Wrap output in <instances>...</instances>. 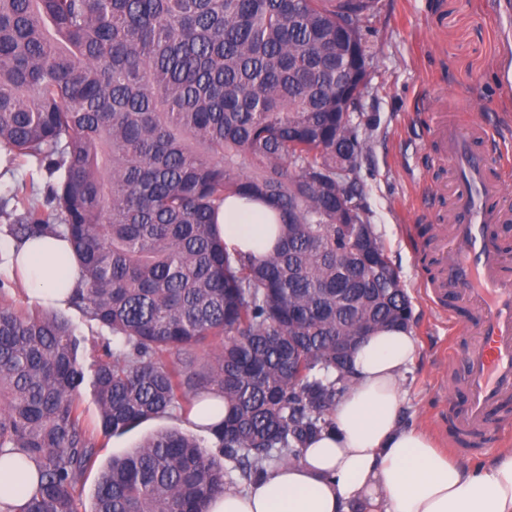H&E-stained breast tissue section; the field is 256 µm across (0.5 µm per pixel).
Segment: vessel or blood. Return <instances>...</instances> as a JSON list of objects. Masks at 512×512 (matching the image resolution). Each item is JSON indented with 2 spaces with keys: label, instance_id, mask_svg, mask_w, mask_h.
<instances>
[{
  "label": "vessel or blood",
  "instance_id": "vessel-or-blood-1",
  "mask_svg": "<svg viewBox=\"0 0 512 512\" xmlns=\"http://www.w3.org/2000/svg\"><path fill=\"white\" fill-rule=\"evenodd\" d=\"M486 134L484 125L461 127L445 113L436 116L439 156L454 174L452 186H440L438 193L456 196L450 216L456 247H440L438 270L425 288L436 305L448 293L460 295L475 315L472 341L463 354L466 401L458 416L467 430L492 424L495 411L512 399V277L487 232L489 225L512 222V208L503 202L512 161L476 149Z\"/></svg>",
  "mask_w": 512,
  "mask_h": 512
}]
</instances>
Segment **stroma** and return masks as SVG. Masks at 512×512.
Masks as SVG:
<instances>
[{
  "instance_id": "obj_1",
  "label": "stroma",
  "mask_w": 512,
  "mask_h": 512,
  "mask_svg": "<svg viewBox=\"0 0 512 512\" xmlns=\"http://www.w3.org/2000/svg\"><path fill=\"white\" fill-rule=\"evenodd\" d=\"M366 40L371 68L359 115L369 127L370 148L360 159L359 188L410 298L409 329L418 348L402 383L401 419L433 434L459 460L482 461L512 446V418L499 440L452 438L460 357L470 337L448 330L449 315L461 309L456 298L442 310L428 300L422 256L432 250L431 236L453 231L450 222L435 220L452 207L434 196L435 184L451 178L435 148L436 113L463 125L486 124L490 138L481 150L512 155V0H379ZM463 99L469 102L464 109ZM165 428L195 431L177 413L149 420L106 440L98 463Z\"/></svg>"
}]
</instances>
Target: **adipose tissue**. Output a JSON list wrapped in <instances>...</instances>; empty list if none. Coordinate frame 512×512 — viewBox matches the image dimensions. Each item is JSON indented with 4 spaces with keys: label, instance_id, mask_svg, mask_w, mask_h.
<instances>
[{
    "label": "adipose tissue",
    "instance_id": "ef3b65f1",
    "mask_svg": "<svg viewBox=\"0 0 512 512\" xmlns=\"http://www.w3.org/2000/svg\"><path fill=\"white\" fill-rule=\"evenodd\" d=\"M217 223L231 250H257L272 235L269 207L235 198ZM0 269L17 275L45 307L81 285L70 244L57 231L0 252ZM416 355L409 329L365 338L353 356L352 387L333 412L334 429L248 489L225 490L209 512H512V448L486 461H456L430 435L403 425L400 380Z\"/></svg>",
    "mask_w": 512,
    "mask_h": 512
}]
</instances>
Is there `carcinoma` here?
<instances>
[{
  "mask_svg": "<svg viewBox=\"0 0 512 512\" xmlns=\"http://www.w3.org/2000/svg\"><path fill=\"white\" fill-rule=\"evenodd\" d=\"M376 0H0V157L34 158L53 213L0 200L18 241L56 220L108 332L86 364L62 311L0 306V448L35 462L18 512H80L100 438L204 395L205 437L112 458L89 512H208L224 458L252 482L297 460L351 385L336 337L406 326L411 302L359 201L355 120ZM267 203L277 241L230 253L215 214ZM205 347L211 363L196 370ZM90 387L98 425L77 401Z\"/></svg>",
  "mask_w": 512,
  "mask_h": 512,
  "instance_id": "cac0c4a2",
  "label": "carcinoma"
}]
</instances>
